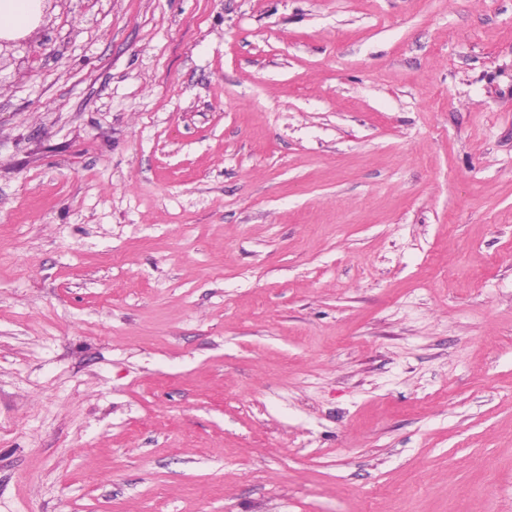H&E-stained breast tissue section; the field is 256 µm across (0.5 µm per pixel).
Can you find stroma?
I'll return each mask as SVG.
<instances>
[{"label": "stroma", "instance_id": "obj_1", "mask_svg": "<svg viewBox=\"0 0 512 512\" xmlns=\"http://www.w3.org/2000/svg\"><path fill=\"white\" fill-rule=\"evenodd\" d=\"M0 84V512H512V0H55Z\"/></svg>", "mask_w": 512, "mask_h": 512}]
</instances>
